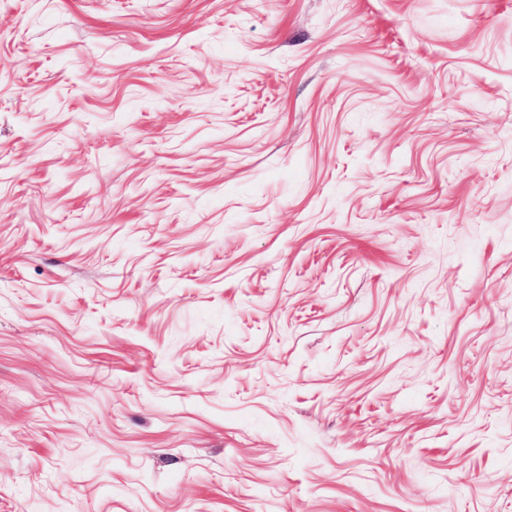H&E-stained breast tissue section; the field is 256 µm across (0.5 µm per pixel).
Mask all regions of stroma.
I'll return each instance as SVG.
<instances>
[{
  "mask_svg": "<svg viewBox=\"0 0 512 512\" xmlns=\"http://www.w3.org/2000/svg\"><path fill=\"white\" fill-rule=\"evenodd\" d=\"M0 512H512V0H0Z\"/></svg>",
  "mask_w": 512,
  "mask_h": 512,
  "instance_id": "stroma-1",
  "label": "stroma"
}]
</instances>
